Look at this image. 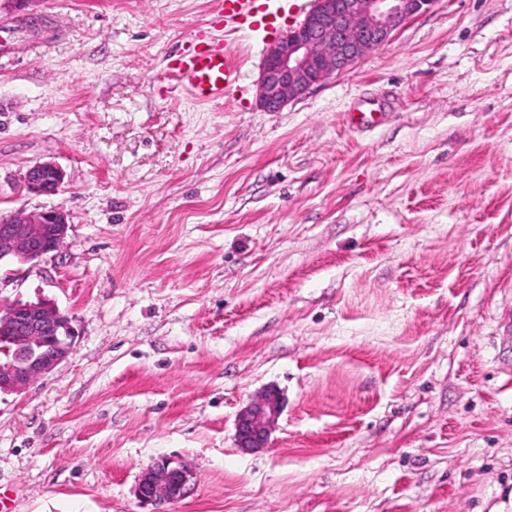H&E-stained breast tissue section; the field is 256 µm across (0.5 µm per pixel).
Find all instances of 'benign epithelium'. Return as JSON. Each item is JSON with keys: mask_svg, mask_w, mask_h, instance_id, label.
Wrapping results in <instances>:
<instances>
[{"mask_svg": "<svg viewBox=\"0 0 512 512\" xmlns=\"http://www.w3.org/2000/svg\"><path fill=\"white\" fill-rule=\"evenodd\" d=\"M435 0H317L302 23L266 51L259 103L278 112L311 86L346 70L368 51L386 43L408 19L426 12ZM64 185L53 162L37 163L24 174L29 193L51 195ZM68 216L57 210L17 212L0 218V261L35 264L56 252L68 237ZM75 331L71 319L52 304L18 302L0 308V393L20 392L51 373L69 355ZM279 394L267 390L242 409L237 444L267 445L281 413ZM191 472L161 462L139 479L142 502L171 503L189 493Z\"/></svg>", "mask_w": 512, "mask_h": 512, "instance_id": "obj_1", "label": "benign epithelium"}]
</instances>
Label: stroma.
Masks as SVG:
<instances>
[{"instance_id":"1","label":"stroma","mask_w":512,"mask_h":512,"mask_svg":"<svg viewBox=\"0 0 512 512\" xmlns=\"http://www.w3.org/2000/svg\"><path fill=\"white\" fill-rule=\"evenodd\" d=\"M221 2L0 0V215L71 224L0 264V306L76 331L0 394V503L152 512L164 461L193 473L168 512H512V0H435L277 112L263 59L295 20L244 33ZM197 33L239 49L232 98L171 76ZM41 162L58 193L21 190ZM271 388L267 446L238 448ZM282 407L279 394L270 389L242 409L236 425L238 447L245 449L265 447L282 413ZM191 472L186 466L161 462L148 467L139 479L137 494L142 502L171 503L183 499L190 489Z\"/></svg>"}]
</instances>
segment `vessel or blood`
I'll use <instances>...</instances> for the list:
<instances>
[{"mask_svg": "<svg viewBox=\"0 0 512 512\" xmlns=\"http://www.w3.org/2000/svg\"><path fill=\"white\" fill-rule=\"evenodd\" d=\"M298 0H224L226 21L249 31H272L286 11L297 10ZM172 72L185 83L192 98L208 103L228 98L240 77L238 50L233 44H199L177 50Z\"/></svg>", "mask_w": 512, "mask_h": 512, "instance_id": "b4317fda", "label": "vessel or blood"}]
</instances>
